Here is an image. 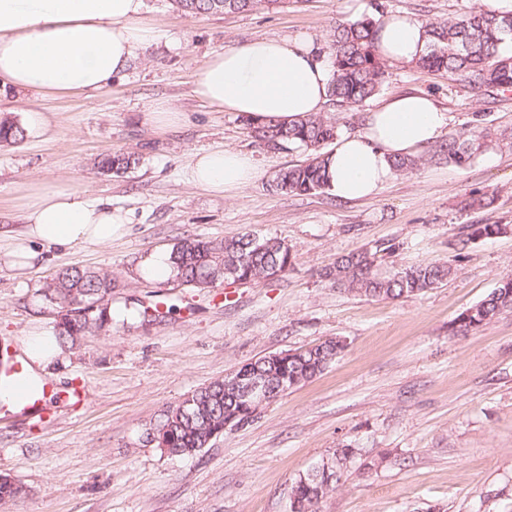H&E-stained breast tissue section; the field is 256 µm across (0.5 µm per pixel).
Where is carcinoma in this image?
Returning a JSON list of instances; mask_svg holds the SVG:
<instances>
[{"instance_id":"1","label":"carcinoma","mask_w":512,"mask_h":512,"mask_svg":"<svg viewBox=\"0 0 512 512\" xmlns=\"http://www.w3.org/2000/svg\"><path fill=\"white\" fill-rule=\"evenodd\" d=\"M277 3V0H173L182 12L197 16L224 12H247ZM376 22L365 19L338 22L327 46L332 66L329 101L341 108L362 106L380 90L385 66L373 53ZM426 53L416 65L431 71H446L459 76L478 92L512 89V16L492 17L473 6L454 18L427 22ZM250 137L265 147L280 150L295 146L307 153L306 160L280 170L271 189L283 195H306L328 189L327 159L324 145L338 136L336 123L324 115L294 120L284 126L271 121L256 125L243 120ZM24 128L3 118L0 143L24 139ZM505 134L483 128L470 135L450 134L432 150L433 155L458 167L470 165L480 154ZM425 156L402 157L392 162L397 173H411ZM137 164L132 154H114L101 160L100 167L119 176ZM400 244L376 241L360 250L339 257L321 273V278L349 292L380 299L417 295L448 281L454 268L444 262L401 266L390 275L378 272V259L393 256ZM172 279L193 288H206L229 278L258 284L277 270L285 273L291 265V253L284 242L260 238L254 234H234L220 241L186 238L170 251ZM114 279L97 271L67 267L42 288L45 301L58 308L55 338L75 346L87 336L112 331V292ZM165 318L176 306L156 302L136 311L144 320L148 311ZM504 311H512V277L502 279L486 298L459 314L451 324L455 335H467ZM339 338H330L305 349L288 353H268L243 365L248 373L264 379L272 392L285 393L323 372L345 350ZM260 407L242 398L232 380L217 379L194 390L187 398L160 415L152 428L156 446L167 448L171 456L194 455L205 448L207 437L224 433V425L249 423ZM357 457V449L347 445L323 460L291 485L290 512H317V506L342 481L348 465ZM22 493L12 477L0 474V508L6 509Z\"/></svg>"}]
</instances>
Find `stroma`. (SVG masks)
<instances>
[{
	"label": "stroma",
	"instance_id": "obj_1",
	"mask_svg": "<svg viewBox=\"0 0 512 512\" xmlns=\"http://www.w3.org/2000/svg\"><path fill=\"white\" fill-rule=\"evenodd\" d=\"M480 0H288L276 8L194 17L170 0H145L162 38L104 88L59 95L0 86V117L44 119L41 135L0 143V344L53 337L55 311L42 295L63 267L112 273L115 312L137 302L177 311L146 325L114 322L106 336L57 347L44 369L54 388L38 415L0 404V474L23 492L8 512H288L293 480L344 445L375 460L351 464L320 512H512V312L467 336L449 323L512 276V230L474 238V224L512 227V90L480 93L459 78L390 63L378 94L362 107H327L340 134L404 93L430 96L446 112V133L506 132L499 146L459 168L429 160L393 175L373 198L331 192L281 195L275 174L306 159L270 151L240 116L193 92L192 75L215 51L256 38L310 37L326 47L337 22L377 18V5L444 21ZM166 105L180 123L164 131L148 114ZM250 155L258 176L231 195L194 186L196 152ZM138 157L128 173L105 174L107 154ZM73 184L128 215L109 245L41 249L16 265L22 243V186ZM253 233L288 244V271L257 285L205 289L143 278L140 262L189 237ZM377 240L399 242L380 271L440 261L455 273L439 287L396 300L329 286L319 273ZM331 337L346 348L323 373L288 390L244 426L192 456L172 457L143 433L163 410L256 358ZM86 396L61 400L70 387Z\"/></svg>",
	"mask_w": 512,
	"mask_h": 512
}]
</instances>
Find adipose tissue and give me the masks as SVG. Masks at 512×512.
I'll list each match as a JSON object with an SVG mask.
<instances>
[{"label": "adipose tissue", "mask_w": 512, "mask_h": 512, "mask_svg": "<svg viewBox=\"0 0 512 512\" xmlns=\"http://www.w3.org/2000/svg\"><path fill=\"white\" fill-rule=\"evenodd\" d=\"M144 0H0V84L47 93H83L124 73L161 31L144 19ZM427 46L423 21L382 16L375 52L411 63ZM331 70L303 38L254 39L213 53L193 73V91L224 112L260 124L288 123L324 111ZM448 116L423 94L387 100L363 129L328 151L329 189L338 199L374 196L392 177L394 159L416 155L443 134ZM257 175L251 156L235 150L195 154L192 179L203 190L234 193ZM24 239L42 246L103 245L122 235L125 219L111 204L64 184L25 186Z\"/></svg>", "instance_id": "1"}]
</instances>
